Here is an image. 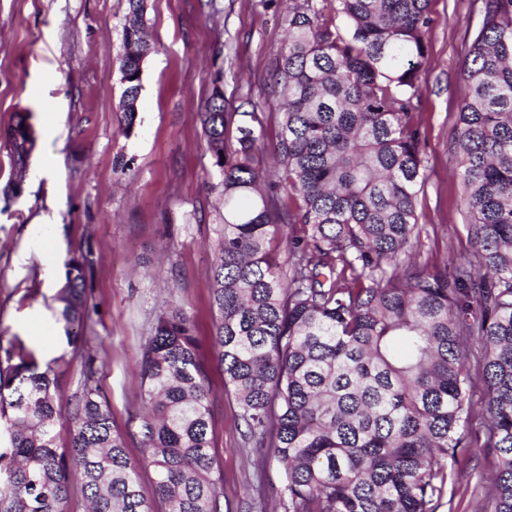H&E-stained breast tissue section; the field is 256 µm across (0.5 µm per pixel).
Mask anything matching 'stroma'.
<instances>
[{"instance_id": "35a3bbf8", "label": "stroma", "mask_w": 512, "mask_h": 512, "mask_svg": "<svg viewBox=\"0 0 512 512\" xmlns=\"http://www.w3.org/2000/svg\"><path fill=\"white\" fill-rule=\"evenodd\" d=\"M288 0H147L133 127L121 109L128 0H0V335L53 366L59 447L84 382L86 356L118 428L144 412L134 369L155 318L176 308L196 322L197 357L210 375L214 444L231 504L258 486L282 488L276 460L259 466L224 392L213 354L211 278L224 201L200 114L214 85L226 109L251 99L274 111L273 76L286 37ZM430 67L418 82L415 121L425 139L413 259L444 269L473 250L454 150L457 69L479 24L477 0H431ZM28 114L35 146L17 164L3 132ZM21 183L20 196L7 188ZM88 254L90 316L69 347L57 321L66 262ZM466 455L447 469L437 512H494L488 493L496 461L484 428H464Z\"/></svg>"}]
</instances>
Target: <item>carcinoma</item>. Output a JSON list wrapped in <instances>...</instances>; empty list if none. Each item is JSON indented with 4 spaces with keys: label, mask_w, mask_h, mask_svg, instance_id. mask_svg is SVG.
<instances>
[{
    "label": "carcinoma",
    "mask_w": 512,
    "mask_h": 512,
    "mask_svg": "<svg viewBox=\"0 0 512 512\" xmlns=\"http://www.w3.org/2000/svg\"><path fill=\"white\" fill-rule=\"evenodd\" d=\"M431 0H303L285 19L274 79L279 118L265 171L255 112H242L237 148L214 94L202 113L222 180L223 223L212 267L213 351L257 462L284 465L288 512H436L447 464L468 447L460 428L468 342L480 350L485 447L498 460L495 512H512V0H482L460 65L468 93L455 147L474 251L451 272L401 265L420 234L418 79L429 66ZM119 68L126 129L151 52L144 0H128ZM16 161L33 140L25 118L4 131ZM299 197L281 212L271 177ZM309 226L279 262L281 224ZM88 257L66 262L58 300L68 344L88 316ZM0 512H67L70 477L87 512H231L209 435L207 370L195 322L162 313L138 361L148 413L118 429L97 389L73 414L59 452L51 368L0 344ZM135 438L143 458L127 453ZM154 472V496L140 471Z\"/></svg>",
    "instance_id": "cac0c4a2"
}]
</instances>
